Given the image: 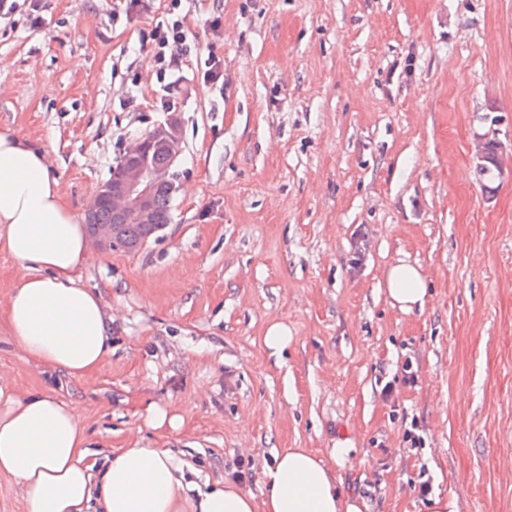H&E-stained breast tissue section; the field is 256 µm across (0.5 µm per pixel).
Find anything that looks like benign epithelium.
<instances>
[{
  "instance_id": "benign-epithelium-1",
  "label": "benign epithelium",
  "mask_w": 512,
  "mask_h": 512,
  "mask_svg": "<svg viewBox=\"0 0 512 512\" xmlns=\"http://www.w3.org/2000/svg\"><path fill=\"white\" fill-rule=\"evenodd\" d=\"M161 152L165 160L152 163L149 156ZM182 153L181 121L177 113L156 124L144 137L130 148L122 160L112 168L111 177L103 183L92 198L89 209L103 203L112 214L120 218H131L145 229L149 240L165 228L156 222L153 195L158 189L174 191L172 168ZM124 225L96 224L91 239L100 248L115 249L121 245Z\"/></svg>"
}]
</instances>
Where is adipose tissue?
I'll list each match as a JSON object with an SVG mask.
<instances>
[{
	"mask_svg": "<svg viewBox=\"0 0 512 512\" xmlns=\"http://www.w3.org/2000/svg\"><path fill=\"white\" fill-rule=\"evenodd\" d=\"M0 252L20 282L0 316L11 342L47 370L72 378L97 369L112 351L99 291L74 277L89 252L84 218L65 201L45 149L0 132ZM392 306L423 307L425 275L406 261L385 273ZM78 407L46 393L7 396L0 405V473L23 487L27 512H360L327 463L304 448L275 454L263 500L228 484L195 493L171 450L119 448L88 464Z\"/></svg>",
	"mask_w": 512,
	"mask_h": 512,
	"instance_id": "ef3b65f1",
	"label": "adipose tissue"
}]
</instances>
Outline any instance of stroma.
<instances>
[{
  "instance_id": "1",
  "label": "stroma",
  "mask_w": 512,
  "mask_h": 512,
  "mask_svg": "<svg viewBox=\"0 0 512 512\" xmlns=\"http://www.w3.org/2000/svg\"><path fill=\"white\" fill-rule=\"evenodd\" d=\"M172 15L191 52L164 72L140 34ZM169 112L170 223L76 272L103 294L111 355L66 378L0 325V388L77 404L103 450H172L201 487L263 498L274 454L305 448L361 512H512V0H18L0 15V131L47 150L72 207ZM488 140L491 183L475 167ZM400 259L428 283L409 314L384 288ZM276 322L292 336L278 356ZM150 402L181 429L146 428ZM411 421L425 448L404 442Z\"/></svg>"
}]
</instances>
